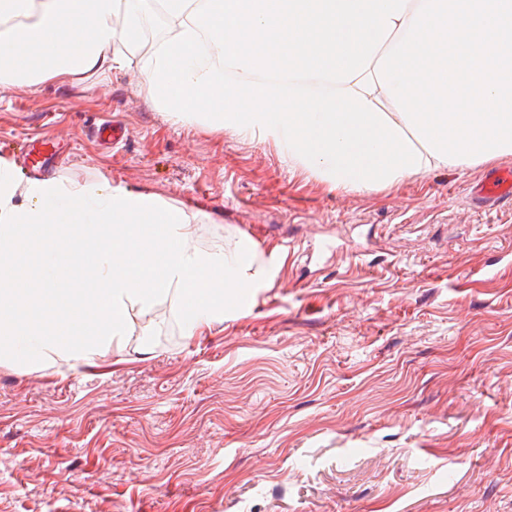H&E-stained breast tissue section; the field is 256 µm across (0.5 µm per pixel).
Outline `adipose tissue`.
Returning a JSON list of instances; mask_svg holds the SVG:
<instances>
[{"mask_svg": "<svg viewBox=\"0 0 512 512\" xmlns=\"http://www.w3.org/2000/svg\"><path fill=\"white\" fill-rule=\"evenodd\" d=\"M142 0H0V84L38 89L88 71L131 67ZM125 50L113 52L115 42Z\"/></svg>", "mask_w": 512, "mask_h": 512, "instance_id": "obj_1", "label": "adipose tissue"}]
</instances>
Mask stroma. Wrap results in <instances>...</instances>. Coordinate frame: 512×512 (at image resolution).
Returning <instances> with one entry per match:
<instances>
[{
    "mask_svg": "<svg viewBox=\"0 0 512 512\" xmlns=\"http://www.w3.org/2000/svg\"><path fill=\"white\" fill-rule=\"evenodd\" d=\"M181 208L265 280L193 336L0 365V512H512V156L336 190L273 139L167 112L132 72L0 86V159ZM512 198V173H496L485 178L476 190L475 200L481 204H491L502 199Z\"/></svg>",
    "mask_w": 512,
    "mask_h": 512,
    "instance_id": "1",
    "label": "stroma"
}]
</instances>
